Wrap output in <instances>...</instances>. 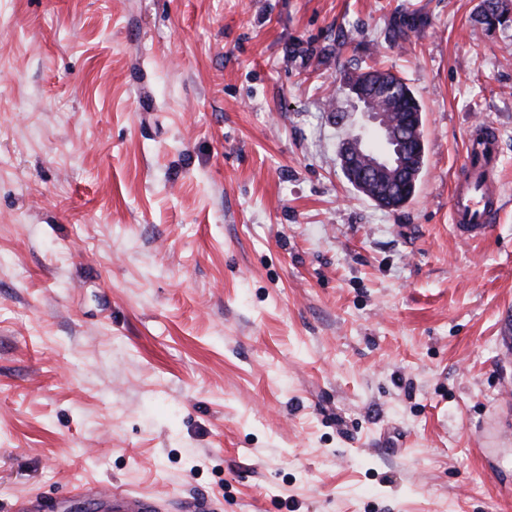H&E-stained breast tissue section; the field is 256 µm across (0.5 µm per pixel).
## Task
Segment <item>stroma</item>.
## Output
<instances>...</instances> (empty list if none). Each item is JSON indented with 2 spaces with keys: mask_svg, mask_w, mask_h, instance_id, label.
<instances>
[{
  "mask_svg": "<svg viewBox=\"0 0 512 512\" xmlns=\"http://www.w3.org/2000/svg\"><path fill=\"white\" fill-rule=\"evenodd\" d=\"M480 3L0 0V512H512V26ZM374 64L422 107L398 210L339 160ZM475 21L487 32L509 27L512 23V1L484 0ZM498 155V140L490 135L473 140L467 148L464 177L454 186L450 198V215L454 229L461 236H482L500 209L498 184L488 183L485 163ZM482 158L474 164V157ZM98 494L107 497L112 502L113 512H155L156 510L155 502L151 497H124L112 491H98Z\"/></svg>",
  "mask_w": 512,
  "mask_h": 512,
  "instance_id": "stroma-1",
  "label": "stroma"
}]
</instances>
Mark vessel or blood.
I'll return each mask as SVG.
<instances>
[{"label": "vessel or blood", "mask_w": 512, "mask_h": 512, "mask_svg": "<svg viewBox=\"0 0 512 512\" xmlns=\"http://www.w3.org/2000/svg\"><path fill=\"white\" fill-rule=\"evenodd\" d=\"M498 141L492 135L473 140L467 148L464 177L454 186L450 198V215L456 232L476 239L482 236L500 208L498 185L489 183L485 160L496 157ZM112 512H155L152 498L124 497L107 492Z\"/></svg>", "instance_id": "vessel-or-blood-1"}]
</instances>
